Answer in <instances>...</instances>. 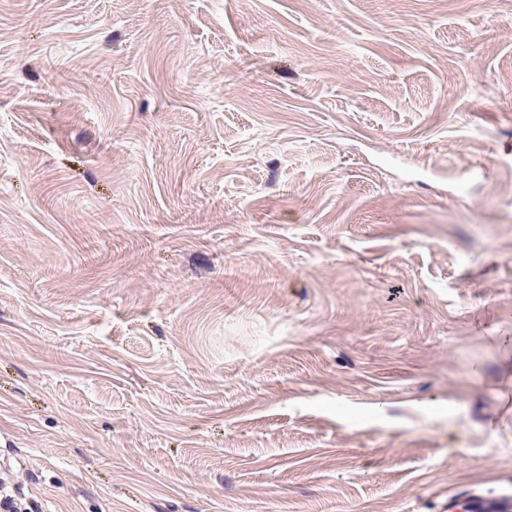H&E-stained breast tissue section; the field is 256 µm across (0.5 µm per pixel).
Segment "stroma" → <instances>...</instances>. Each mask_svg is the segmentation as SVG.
<instances>
[{
    "mask_svg": "<svg viewBox=\"0 0 512 512\" xmlns=\"http://www.w3.org/2000/svg\"><path fill=\"white\" fill-rule=\"evenodd\" d=\"M494 0H0V473L45 512L512 498Z\"/></svg>",
    "mask_w": 512,
    "mask_h": 512,
    "instance_id": "obj_1",
    "label": "stroma"
}]
</instances>
